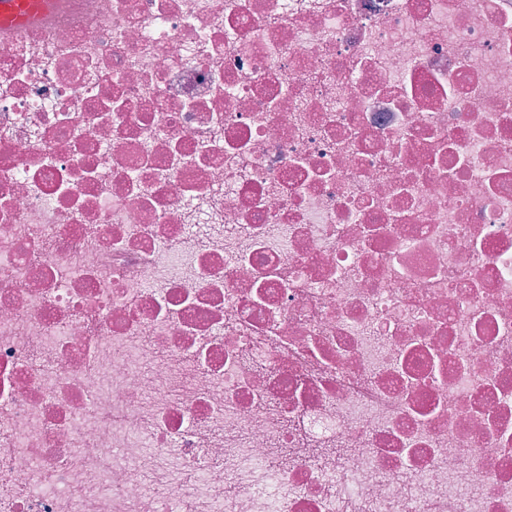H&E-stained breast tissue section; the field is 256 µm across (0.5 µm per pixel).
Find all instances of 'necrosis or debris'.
Wrapping results in <instances>:
<instances>
[{
    "mask_svg": "<svg viewBox=\"0 0 512 512\" xmlns=\"http://www.w3.org/2000/svg\"><path fill=\"white\" fill-rule=\"evenodd\" d=\"M0 512H512V0L0 43Z\"/></svg>",
    "mask_w": 512,
    "mask_h": 512,
    "instance_id": "1",
    "label": "necrosis or debris"
}]
</instances>
